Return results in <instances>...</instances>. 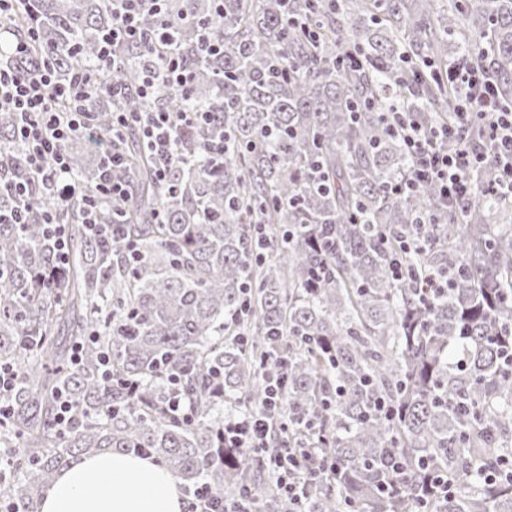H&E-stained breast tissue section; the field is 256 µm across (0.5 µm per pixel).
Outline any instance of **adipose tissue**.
I'll return each mask as SVG.
<instances>
[{
  "label": "adipose tissue",
  "mask_w": 512,
  "mask_h": 512,
  "mask_svg": "<svg viewBox=\"0 0 512 512\" xmlns=\"http://www.w3.org/2000/svg\"><path fill=\"white\" fill-rule=\"evenodd\" d=\"M181 483L152 459L102 453L62 470L41 512H184Z\"/></svg>",
  "instance_id": "obj_1"
}]
</instances>
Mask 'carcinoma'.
<instances>
[{
    "instance_id": "obj_1",
    "label": "carcinoma",
    "mask_w": 512,
    "mask_h": 512,
    "mask_svg": "<svg viewBox=\"0 0 512 512\" xmlns=\"http://www.w3.org/2000/svg\"><path fill=\"white\" fill-rule=\"evenodd\" d=\"M195 74L183 92L158 79L136 94L150 48L117 51L96 132L112 113L201 112L178 131L170 181L158 182L137 129L115 139L128 194L99 208L108 234L34 189L22 223L0 222V365L13 368L0 444L17 475L0 502L40 512L46 488L83 455L145 451L190 491L231 506L249 493L277 512L265 460L302 463L308 512H512V197L493 158L478 189L445 202L435 182L396 188L414 159L389 108L430 130L456 120L443 68L458 52L512 103V0H164L159 16ZM31 52L0 43L19 73L48 64L60 82L97 67L112 0H22L10 23ZM224 44L206 55L201 37ZM14 114L0 111V184L27 181ZM69 174L92 191L109 153L77 137ZM67 225L61 273L42 215ZM264 227L256 258L253 225ZM405 275L393 274L396 247ZM448 287L424 293L417 276ZM85 339L80 359L72 358ZM110 357L112 380L100 373ZM192 419L170 416L169 377ZM280 383V427L266 448L224 447V409L263 405ZM72 400L55 426L57 394ZM450 485L448 497L430 485Z\"/></svg>"
}]
</instances>
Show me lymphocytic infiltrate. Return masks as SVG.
I'll return each mask as SVG.
<instances>
[{"mask_svg":"<svg viewBox=\"0 0 512 512\" xmlns=\"http://www.w3.org/2000/svg\"><path fill=\"white\" fill-rule=\"evenodd\" d=\"M160 11L161 0H114L112 26L101 33L100 49L108 56L121 44L146 45L163 60L168 81L188 89L193 72L176 54L167 24L162 22L152 29L144 25L146 15ZM107 73L108 66L103 63L95 70L78 72L68 82L60 83L47 68L22 76L0 67V110L16 114V134L26 145V163L34 178L30 185L12 184L11 190L17 197L27 198L34 184L63 202L77 192V185L63 178L68 168L66 145L91 130L89 104L93 98L103 92L115 97L123 95V88L109 83ZM448 79L465 92L458 103L459 114L476 115L484 121L488 137L505 161L499 189L512 195V106L500 102L497 88L487 74L469 65L450 64ZM200 120L196 112H116L112 115V131L117 134L129 125H139L146 147L157 158L156 176L165 182L170 178L173 144L179 128ZM396 123L415 159L413 181L434 180L440 184L443 194L457 201L466 198L472 189L470 169L479 162L480 155L463 129H448L447 136L455 143L454 150L448 152L437 147L422 132L419 123L407 118L405 113H398ZM278 393V385H271L266 406L225 426V441L242 448L267 447L272 426L269 413L279 405Z\"/></svg>","mask_w":512,"mask_h":512,"instance_id":"1","label":"lymphocytic infiltrate"}]
</instances>
